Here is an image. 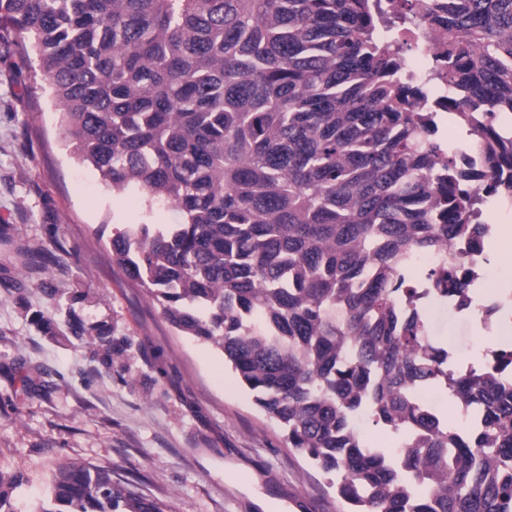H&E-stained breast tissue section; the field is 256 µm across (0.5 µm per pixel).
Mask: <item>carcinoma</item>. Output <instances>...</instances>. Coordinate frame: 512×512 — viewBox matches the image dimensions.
<instances>
[{
  "mask_svg": "<svg viewBox=\"0 0 512 512\" xmlns=\"http://www.w3.org/2000/svg\"><path fill=\"white\" fill-rule=\"evenodd\" d=\"M448 37L458 122L481 136L486 195L512 197V0H426ZM32 40L70 152L148 213L112 262L179 333L224 353L288 447L336 479L346 512H512V345L448 367L402 313L414 251L483 228L457 189L372 0H0ZM439 302L468 299L455 269ZM472 403L470 426L421 410L414 387ZM366 419L402 438L389 452ZM39 512H171L67 463Z\"/></svg>",
  "mask_w": 512,
  "mask_h": 512,
  "instance_id": "1",
  "label": "carcinoma"
}]
</instances>
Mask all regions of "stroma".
Returning a JSON list of instances; mask_svg holds the SVG:
<instances>
[{"label":"stroma","instance_id":"obj_1","mask_svg":"<svg viewBox=\"0 0 512 512\" xmlns=\"http://www.w3.org/2000/svg\"><path fill=\"white\" fill-rule=\"evenodd\" d=\"M25 40L0 15V490L13 512H39L63 462L112 470L172 512H339L329 477L223 353L178 333L113 264L112 235L144 208L72 157ZM429 325L477 369L512 340L439 305Z\"/></svg>","mask_w":512,"mask_h":512}]
</instances>
